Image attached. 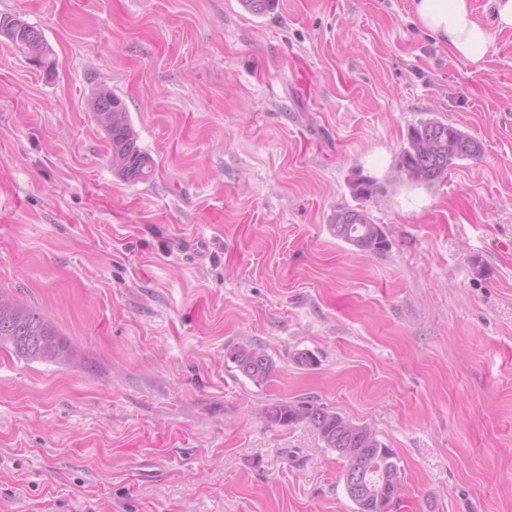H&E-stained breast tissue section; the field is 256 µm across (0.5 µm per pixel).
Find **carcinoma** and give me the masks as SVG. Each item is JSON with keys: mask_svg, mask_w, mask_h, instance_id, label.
Returning a JSON list of instances; mask_svg holds the SVG:
<instances>
[{"mask_svg": "<svg viewBox=\"0 0 512 512\" xmlns=\"http://www.w3.org/2000/svg\"><path fill=\"white\" fill-rule=\"evenodd\" d=\"M11 43L44 75L54 76L51 49L38 29L24 23L20 35L11 38ZM88 106L107 133L112 170L127 181L148 179L155 163L139 147L123 101L108 90L103 96L90 99ZM480 154L481 144L474 137L453 125L429 119L411 128L407 146L396 159V169L407 181L430 186L444 178L454 161L476 159ZM350 189L358 200H370L382 193L376 179L361 173L351 180ZM329 230L336 239L364 253L379 254L388 247L382 227L361 206L335 211L329 218ZM0 349L10 350L28 361L60 363L69 358L68 348L54 324L1 289ZM228 357L243 376L256 384L267 382L276 371L275 363L258 343L238 344L228 351ZM266 416L273 424L303 422L310 426L319 434L324 447L339 449L346 473L358 469L362 458L379 452L396 458L371 425H364L363 433L355 436L346 431L352 420L311 401H279L266 409ZM392 489L391 477L374 475L370 512H391Z\"/></svg>", "mask_w": 512, "mask_h": 512, "instance_id": "carcinoma-1", "label": "carcinoma"}]
</instances>
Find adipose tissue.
Segmentation results:
<instances>
[{"label":"adipose tissue","instance_id":"ef3b65f1","mask_svg":"<svg viewBox=\"0 0 512 512\" xmlns=\"http://www.w3.org/2000/svg\"><path fill=\"white\" fill-rule=\"evenodd\" d=\"M491 21L478 18L470 0H413L421 27L447 46L449 53L482 68L493 30L512 29V0H491Z\"/></svg>","mask_w":512,"mask_h":512}]
</instances>
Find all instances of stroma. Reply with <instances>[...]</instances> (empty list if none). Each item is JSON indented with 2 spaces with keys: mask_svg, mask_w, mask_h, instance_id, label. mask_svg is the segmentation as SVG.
<instances>
[{
  "mask_svg": "<svg viewBox=\"0 0 512 512\" xmlns=\"http://www.w3.org/2000/svg\"><path fill=\"white\" fill-rule=\"evenodd\" d=\"M56 77L0 36V289L71 357L0 350V512H356L343 462L270 405L370 424L396 512H512V30L482 71L412 0H0ZM155 161L109 162L92 93ZM476 138L434 185L412 126ZM382 194L359 203L356 173ZM365 205L389 246L328 226ZM261 343L263 384L227 356ZM317 358L304 368L293 359ZM9 40L16 50L41 69L46 77L54 76L55 68L50 57L51 49L38 29L24 22L19 37L16 35Z\"/></svg>",
  "mask_w": 512,
  "mask_h": 512,
  "instance_id": "35a3bbf8",
  "label": "stroma"
}]
</instances>
